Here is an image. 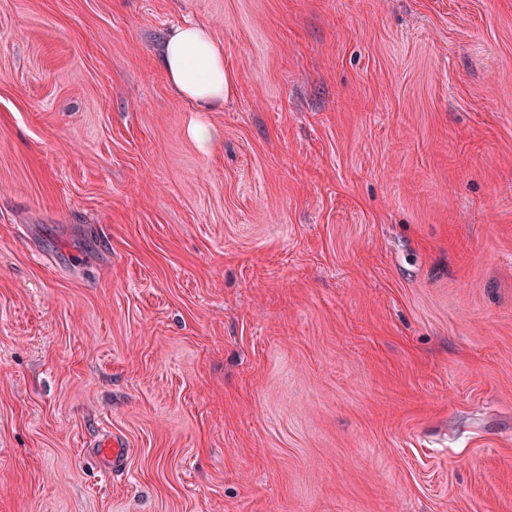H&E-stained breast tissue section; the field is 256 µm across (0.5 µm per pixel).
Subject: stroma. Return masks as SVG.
I'll return each instance as SVG.
<instances>
[{"label":"stroma","instance_id":"35a3bbf8","mask_svg":"<svg viewBox=\"0 0 512 512\" xmlns=\"http://www.w3.org/2000/svg\"><path fill=\"white\" fill-rule=\"evenodd\" d=\"M0 512H512V0H0ZM159 61L174 93L199 110L224 104L234 87L224 70V46L205 26L174 27L162 43ZM123 440L113 435L103 436L96 444V455L101 458L109 469H121L126 461V449Z\"/></svg>","mask_w":512,"mask_h":512}]
</instances>
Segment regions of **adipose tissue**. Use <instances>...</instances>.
Returning <instances> with one entry per match:
<instances>
[{"instance_id":"adipose-tissue-1","label":"adipose tissue","mask_w":512,"mask_h":512,"mask_svg":"<svg viewBox=\"0 0 512 512\" xmlns=\"http://www.w3.org/2000/svg\"><path fill=\"white\" fill-rule=\"evenodd\" d=\"M174 93L200 110L223 104L233 87L224 68V47L202 25L174 27L159 55Z\"/></svg>"}]
</instances>
